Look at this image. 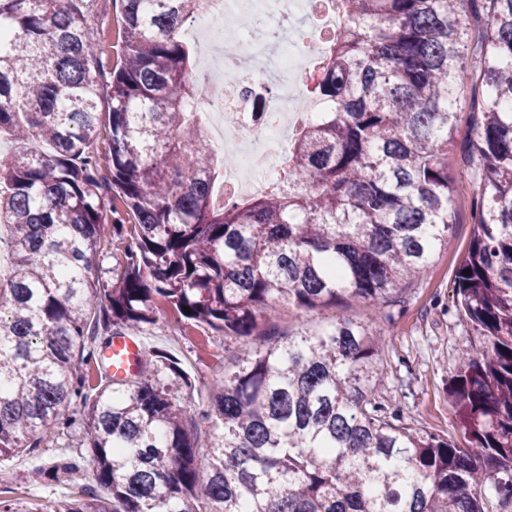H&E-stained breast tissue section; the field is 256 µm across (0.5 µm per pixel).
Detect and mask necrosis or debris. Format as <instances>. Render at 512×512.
<instances>
[{"label": "necrosis or debris", "instance_id": "4bbe7bcc", "mask_svg": "<svg viewBox=\"0 0 512 512\" xmlns=\"http://www.w3.org/2000/svg\"><path fill=\"white\" fill-rule=\"evenodd\" d=\"M313 0H203L192 23L212 31L220 20L248 15L251 26L225 29L210 45L214 75L187 108L207 118L217 153L234 156L224 168L225 198L258 197L283 188L288 174L287 123L291 111L313 115L321 104L311 91L326 37L343 23L336 9L316 13ZM289 22L287 36L278 27Z\"/></svg>", "mask_w": 512, "mask_h": 512}]
</instances>
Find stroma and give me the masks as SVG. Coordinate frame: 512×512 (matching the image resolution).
Here are the masks:
<instances>
[{
    "instance_id": "35a3bbf8",
    "label": "stroma",
    "mask_w": 512,
    "mask_h": 512,
    "mask_svg": "<svg viewBox=\"0 0 512 512\" xmlns=\"http://www.w3.org/2000/svg\"><path fill=\"white\" fill-rule=\"evenodd\" d=\"M84 16L90 37L99 43L105 70L121 61L123 31L119 0H84ZM459 141L448 155V170L457 191L452 207L456 222L423 275L401 283L393 301L381 318H373L367 305L354 297H345L334 306L308 311L279 301L274 303L271 319L262 324L265 332L298 336L335 324L336 320H373L388 344L383 356L387 375L380 388L388 404L398 409L403 424L418 430L460 439L448 387L459 366L461 354L472 346L486 344L467 324L454 303L453 287L457 265L469 244L473 228V199L476 185L471 176L472 163L466 161L461 147L474 136L471 97L472 84L467 74H459ZM142 339L147 354L162 351L178 359L189 374L193 387L179 392L178 401L198 431L209 428L200 413L206 403V389L214 378L235 371L239 357L251 347L250 339L227 338L222 333L180 318L162 309L156 324L148 326ZM65 438L45 446L39 454H20L0 458V469L13 473L8 488L0 489V498L11 500L17 512H52L63 501L79 498L80 490L69 483L31 482L29 471L49 463L51 457L68 455Z\"/></svg>"
}]
</instances>
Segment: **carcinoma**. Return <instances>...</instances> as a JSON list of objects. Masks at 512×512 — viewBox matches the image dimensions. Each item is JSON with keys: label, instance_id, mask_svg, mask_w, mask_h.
Instances as JSON below:
<instances>
[{"label": "carcinoma", "instance_id": "obj_1", "mask_svg": "<svg viewBox=\"0 0 512 512\" xmlns=\"http://www.w3.org/2000/svg\"><path fill=\"white\" fill-rule=\"evenodd\" d=\"M120 2L122 62L107 78L83 0H0V134L15 144L0 155V456L62 432L87 450L109 496L53 512H490L512 502V0H335L346 24L314 87L325 108L293 135L287 186L222 206L216 151L187 110L203 78L180 30L202 0ZM470 12L483 17L474 31ZM466 68L482 89L465 146L479 193L454 293L490 345L461 355L448 388L459 445L402 424L379 395L384 345L371 327L258 328L280 300L313 310L350 295L377 318L398 284L426 270L455 223L448 153ZM103 130L101 159L90 146ZM130 221L109 284L96 255ZM160 304L257 338L209 388L202 434L177 403L191 382L174 357L86 388L99 336L141 333ZM85 460L56 458L34 477H83Z\"/></svg>", "mask_w": 512, "mask_h": 512}]
</instances>
